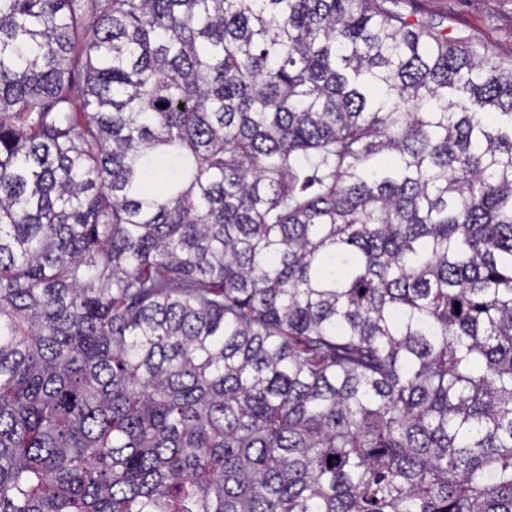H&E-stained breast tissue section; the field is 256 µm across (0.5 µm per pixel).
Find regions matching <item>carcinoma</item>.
<instances>
[{"label":"carcinoma","mask_w":512,"mask_h":512,"mask_svg":"<svg viewBox=\"0 0 512 512\" xmlns=\"http://www.w3.org/2000/svg\"><path fill=\"white\" fill-rule=\"evenodd\" d=\"M394 3L0 0V512H512V66Z\"/></svg>","instance_id":"cac0c4a2"}]
</instances>
